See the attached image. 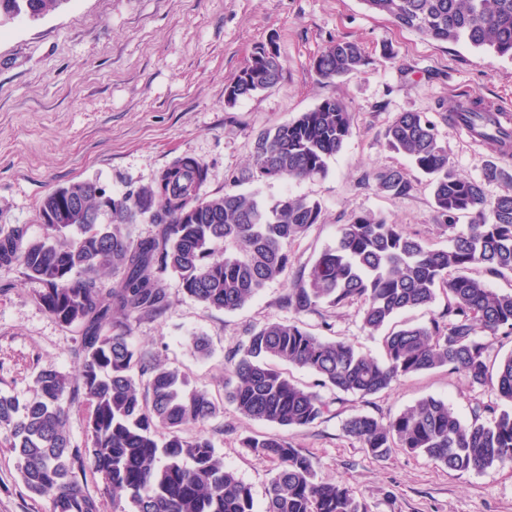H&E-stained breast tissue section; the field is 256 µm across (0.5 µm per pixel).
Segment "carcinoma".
Here are the masks:
<instances>
[{
	"label": "carcinoma",
	"mask_w": 512,
	"mask_h": 512,
	"mask_svg": "<svg viewBox=\"0 0 512 512\" xmlns=\"http://www.w3.org/2000/svg\"><path fill=\"white\" fill-rule=\"evenodd\" d=\"M65 2L0 0V23L21 15L37 20ZM361 2L427 39L512 60V0ZM367 66L360 45L346 39L331 41L312 63L324 81ZM282 70L275 52L255 51L225 86V104L272 89ZM442 118L471 133L482 128L478 141L488 156L480 178L455 173L437 124L422 112L399 113L384 139L388 150L430 177L435 221L448 232V247L432 249L372 214L341 225L336 244L295 271L281 299L294 317L249 329L226 355L225 397L241 414L298 430L330 411L320 392L293 382L273 360L310 371L317 387L362 398L446 367L472 386H491L496 401L476 403L465 422L447 401L427 397L386 421L354 414L344 433L376 458L403 448L452 471L512 465V354L495 366L489 359L490 339L512 334V291L493 290L474 276L512 274V116L468 103ZM351 133L344 103L326 99L260 133L249 166L220 196L202 193L209 169L184 155L151 185L120 197L106 196L95 181L52 192L39 215L64 217L44 225L41 238L27 237L23 226L0 225V268H23L40 284L38 304L80 333L74 377L46 367L35 377L33 397L0 395V429L10 433L21 481L48 499V512H99L84 483L88 469L112 490L114 512H256L251 487L211 440L185 435L220 413L216 399L188 387L184 375L136 348L131 336L137 324L167 311L170 276L190 298L231 312L292 269L291 245L319 222L320 203L288 195L268 200L237 187L322 178ZM367 184L392 196L412 189L401 167L373 171ZM491 185L502 190L492 196ZM72 197L77 209L63 207ZM462 217L469 224L460 229ZM141 220L153 225L147 236L135 234ZM439 291L448 300V321L391 331L381 360L349 340L317 335L300 319L356 303L362 329L373 335L401 312L430 306ZM79 399L88 406L83 448L72 445L68 430L70 405ZM244 444L276 464L262 512H363L347 486L319 477L313 459L289 439L252 436Z\"/></svg>",
	"instance_id": "cac0c4a2"
}]
</instances>
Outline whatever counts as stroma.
Listing matches in <instances>:
<instances>
[{"label":"stroma","mask_w":512,"mask_h":512,"mask_svg":"<svg viewBox=\"0 0 512 512\" xmlns=\"http://www.w3.org/2000/svg\"><path fill=\"white\" fill-rule=\"evenodd\" d=\"M336 38L361 45L369 59L365 73L317 78L312 60ZM261 45L283 63L278 84L225 106L226 84ZM333 98L347 106L353 133L327 175L252 185L267 199L287 194L320 202L319 223L292 246L297 265L333 246L341 225L361 213L446 247L428 177L385 148V129L397 113L437 119L462 102L512 113V60L462 42L423 39L361 0H67L39 20L17 18L0 26V225L19 224L28 237H42L38 206L52 191L90 180L119 196L149 185L182 155L207 164L204 191L221 195L250 163L262 131ZM438 128L457 173L479 177L484 147L453 125ZM390 166L406 168L413 185L407 195L365 185L369 172ZM168 284L169 309L137 325L132 343L219 401L221 414L199 431L251 486L256 506H263L274 470L243 441L278 435L311 456L321 477L349 486L364 512H512L510 466L451 471L400 448L377 459L343 431L351 415L389 419L430 396L448 401L467 421L477 400L491 399L489 389L441 368L366 398L332 395L329 412L304 429L256 421L224 396L225 357L248 328L288 318L281 298L289 278L233 312L204 308L176 279ZM35 288L19 268H0V394L22 400L32 396L39 369L51 366L70 377L78 370V333L37 303ZM303 320L315 333L352 340L362 354H384L382 334L362 331L357 305L323 308ZM194 335L208 338L209 356L189 350ZM17 466L0 431V512H47V499L25 489Z\"/></svg>","instance_id":"1"}]
</instances>
